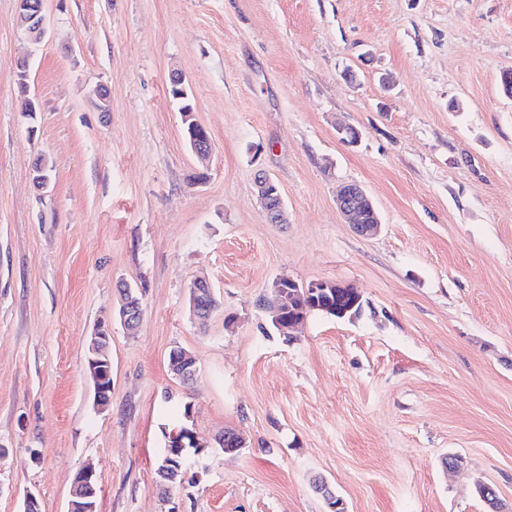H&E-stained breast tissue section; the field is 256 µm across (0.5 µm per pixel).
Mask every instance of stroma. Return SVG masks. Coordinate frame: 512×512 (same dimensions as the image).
<instances>
[{
    "instance_id": "1",
    "label": "stroma",
    "mask_w": 512,
    "mask_h": 512,
    "mask_svg": "<svg viewBox=\"0 0 512 512\" xmlns=\"http://www.w3.org/2000/svg\"><path fill=\"white\" fill-rule=\"evenodd\" d=\"M16 9L0 0V512L29 491L67 512L85 467L99 512H162L154 468L184 422L209 448L170 490L182 512H326L318 478L346 512H489L480 483L512 512V0H48L36 46ZM260 170L287 223L266 220ZM349 182L377 235L339 213ZM282 278L352 285L363 311L279 335L262 304ZM198 279L218 301L204 322ZM102 321L100 410L85 354ZM176 347L197 361L186 384ZM228 428L234 453L216 443ZM23 69V72L22 71H19L18 74L16 75L17 77V86L19 88V92H20V112H22V114L30 119H34V116L36 114V112H38V106H37V103L35 101V99L33 97H31L28 93V79L25 78V73L28 72L26 74V77H29V70H28V63L24 65V67L22 68ZM169 80L180 82L182 84V91L184 93H186L185 78L181 74H179L177 72L171 73L169 75ZM168 91H169V94L172 97V99L176 100L180 105L179 111L181 112V115H182L183 119L185 120V122L183 121L184 134H185V137H186L188 143L190 144V146L192 143V139L195 140L196 144H201L203 142L210 141V136L204 127H201L199 125H193L191 123V121H192L191 119L186 121L187 117L183 116L186 112H192V113L195 112V106L193 103L192 93L189 91V93H187V95H185L178 88H175L171 84L168 87ZM196 144H194V146H193V151L198 156L205 157V156L209 155V153L212 150L211 141L209 142L208 147L204 148V149H200L198 146H196ZM191 148H192V146H191ZM337 207L349 224L362 235L374 234L381 226L375 206L366 190L357 183L345 184L337 195ZM364 208L371 212L372 224H364ZM110 329L100 324L93 332L85 365L94 387V401L98 407H105L112 392V355L110 351Z\"/></svg>"
}]
</instances>
